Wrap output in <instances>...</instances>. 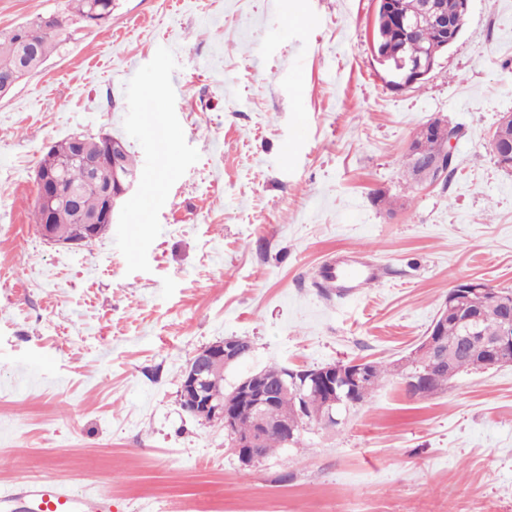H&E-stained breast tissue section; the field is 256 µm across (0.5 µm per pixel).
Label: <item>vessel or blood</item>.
<instances>
[{"instance_id":"1","label":"vessel or blood","mask_w":512,"mask_h":512,"mask_svg":"<svg viewBox=\"0 0 512 512\" xmlns=\"http://www.w3.org/2000/svg\"><path fill=\"white\" fill-rule=\"evenodd\" d=\"M322 278L346 293L378 280L376 265L354 255L328 264ZM0 512H112V499L95 492L76 493L52 476L0 486Z\"/></svg>"}]
</instances>
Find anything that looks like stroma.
<instances>
[{
  "label": "stroma",
  "instance_id": "obj_1",
  "mask_svg": "<svg viewBox=\"0 0 512 512\" xmlns=\"http://www.w3.org/2000/svg\"><path fill=\"white\" fill-rule=\"evenodd\" d=\"M65 0H0V33ZM373 0H116L70 22L0 97V486L52 470L112 512H512V365L409 396L385 377L333 429L242 465L183 410L201 346L251 341L225 387L272 364L396 363L450 288H512V0H471L458 40L404 90L373 59ZM460 126L448 182L405 156ZM75 133L123 140L140 175L110 230L43 241L35 171ZM361 252L380 282L337 297ZM512 128V113L502 116L496 126L490 141L492 153L497 165L508 172H512V138H508L506 131ZM512 134V130L507 131ZM341 264L347 268L340 270ZM323 271L321 277L325 283L343 293L365 288L379 278V268L357 255L330 263Z\"/></svg>",
  "mask_w": 512,
  "mask_h": 512
}]
</instances>
